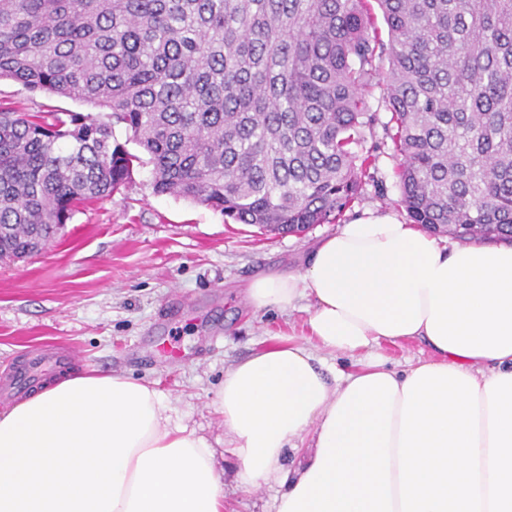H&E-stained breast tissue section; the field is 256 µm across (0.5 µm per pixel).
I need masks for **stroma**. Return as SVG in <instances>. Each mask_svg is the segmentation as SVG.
Returning <instances> with one entry per match:
<instances>
[{
    "instance_id": "stroma-1",
    "label": "stroma",
    "mask_w": 512,
    "mask_h": 512,
    "mask_svg": "<svg viewBox=\"0 0 512 512\" xmlns=\"http://www.w3.org/2000/svg\"><path fill=\"white\" fill-rule=\"evenodd\" d=\"M368 103L379 116L364 132L365 147L378 149L376 169L345 217L367 210L402 217L381 88H373ZM0 105L20 112L91 110L12 80H0ZM151 170L134 166L112 196L78 204L39 254L0 262V379L41 345L73 349L80 368L153 383L170 401L172 424L205 436L215 448L233 512H269L277 487L246 491L235 482L217 392L225 371L268 346L270 337L302 341L304 308L256 312L245 291L259 274L299 268L305 253L336 227L318 224L296 236L228 224L210 208L154 194ZM170 337L181 356L165 363L156 346Z\"/></svg>"
}]
</instances>
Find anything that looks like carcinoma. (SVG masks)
<instances>
[{
    "label": "carcinoma",
    "mask_w": 512,
    "mask_h": 512,
    "mask_svg": "<svg viewBox=\"0 0 512 512\" xmlns=\"http://www.w3.org/2000/svg\"><path fill=\"white\" fill-rule=\"evenodd\" d=\"M376 2L386 42L365 0H0V79L106 110L0 106V261L124 184L117 126L157 194L271 234L338 224L373 178L378 74L410 223L512 240V0Z\"/></svg>",
    "instance_id": "obj_1"
}]
</instances>
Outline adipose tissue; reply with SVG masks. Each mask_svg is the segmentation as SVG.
Here are the masks:
<instances>
[{
  "label": "adipose tissue",
  "mask_w": 512,
  "mask_h": 512,
  "mask_svg": "<svg viewBox=\"0 0 512 512\" xmlns=\"http://www.w3.org/2000/svg\"><path fill=\"white\" fill-rule=\"evenodd\" d=\"M256 311L309 299L306 340L224 374L217 408L238 484L276 485L272 512H402L398 439L412 370L383 345L418 341L427 367L478 385L512 374V244L448 243L367 214L323 238L300 270L254 278ZM360 355L337 372L330 353ZM156 387L94 371L0 407V512H228L209 441L172 425Z\"/></svg>",
  "instance_id": "adipose-tissue-1"
}]
</instances>
